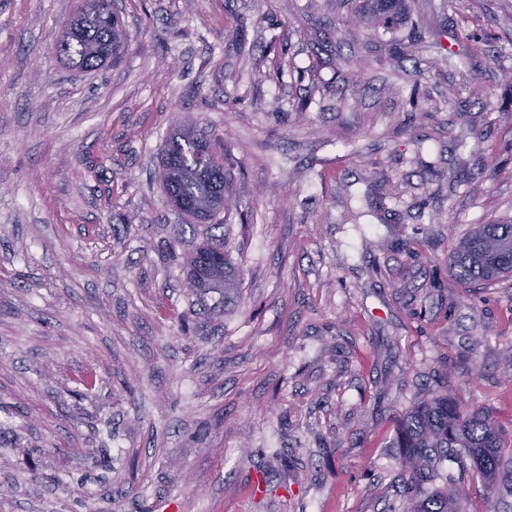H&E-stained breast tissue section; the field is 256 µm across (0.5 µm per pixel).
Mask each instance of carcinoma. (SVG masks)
Here are the masks:
<instances>
[{"instance_id": "cac0c4a2", "label": "carcinoma", "mask_w": 512, "mask_h": 512, "mask_svg": "<svg viewBox=\"0 0 512 512\" xmlns=\"http://www.w3.org/2000/svg\"><path fill=\"white\" fill-rule=\"evenodd\" d=\"M358 16L383 26L399 23L406 0H358ZM127 48L124 26L111 0H81L66 20L56 53L69 67L93 71L122 55ZM194 130H175L162 149L160 178L168 202L196 223H219L225 210L224 153L210 140L207 167L186 140ZM454 280L462 285H488L512 274V224H478L449 257ZM189 291L210 309L222 313L239 294V270L224 245L206 241L183 263ZM392 447L398 458L399 512H464V488H448L447 461L461 475L476 472L492 495H512V458L506 459L505 437L484 414L462 408L446 391L420 401L402 418Z\"/></svg>"}]
</instances>
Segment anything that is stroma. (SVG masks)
Returning a JSON list of instances; mask_svg holds the SVG:
<instances>
[{
	"label": "stroma",
	"instance_id": "obj_1",
	"mask_svg": "<svg viewBox=\"0 0 512 512\" xmlns=\"http://www.w3.org/2000/svg\"><path fill=\"white\" fill-rule=\"evenodd\" d=\"M78 0H0V512H393L398 422L447 384L512 439V0H112L120 61L56 55ZM220 138L224 223L161 148ZM225 241L207 314L182 256ZM406 0H360L358 16L383 26L399 23L406 12ZM196 135L191 127L175 130L162 149L160 178L168 202L196 223H220L225 210L224 153L219 138L210 140L207 167L197 169L199 158L186 140ZM198 204V205H197ZM454 280L488 285L512 274V224H477L449 257ZM223 252L221 262L216 254ZM208 272L202 276L196 271ZM185 283L192 282L189 291L199 301L205 303L210 299L209 309L223 313L226 307L239 294V270L232 263L223 243L206 241L198 245L183 263Z\"/></svg>",
	"mask_w": 512,
	"mask_h": 512
}]
</instances>
